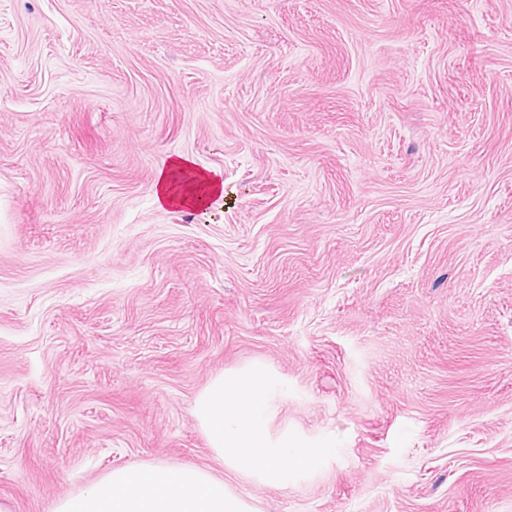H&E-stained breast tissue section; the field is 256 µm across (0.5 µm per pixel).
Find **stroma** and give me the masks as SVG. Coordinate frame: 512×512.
<instances>
[{
	"instance_id": "stroma-1",
	"label": "stroma",
	"mask_w": 512,
	"mask_h": 512,
	"mask_svg": "<svg viewBox=\"0 0 512 512\" xmlns=\"http://www.w3.org/2000/svg\"><path fill=\"white\" fill-rule=\"evenodd\" d=\"M219 176L199 210L152 186ZM267 367L268 486L197 396ZM190 465L253 512H512V0H0V507ZM192 180L179 188L178 176ZM224 193L223 181L214 174L196 169L182 158L171 159L154 184L155 200L167 207L202 209L211 199Z\"/></svg>"
}]
</instances>
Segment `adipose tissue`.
Instances as JSON below:
<instances>
[{
    "label": "adipose tissue",
    "instance_id": "ef3b65f1",
    "mask_svg": "<svg viewBox=\"0 0 512 512\" xmlns=\"http://www.w3.org/2000/svg\"><path fill=\"white\" fill-rule=\"evenodd\" d=\"M223 181L182 158L170 160L153 189L167 207L201 209L222 194ZM269 375L261 369L215 378L197 399L201 428L216 456L238 471L278 484L289 468L317 466L326 451L300 448L287 434H273L263 393ZM56 512H251L223 480L195 467L157 466L148 475L115 469L80 498L63 499Z\"/></svg>",
    "mask_w": 512,
    "mask_h": 512
}]
</instances>
